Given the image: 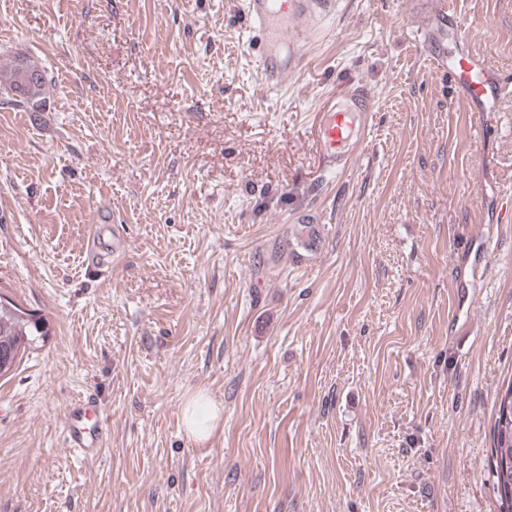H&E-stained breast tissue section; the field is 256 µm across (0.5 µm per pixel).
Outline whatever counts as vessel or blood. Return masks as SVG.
Masks as SVG:
<instances>
[{"label": "vessel or blood", "mask_w": 512, "mask_h": 512, "mask_svg": "<svg viewBox=\"0 0 512 512\" xmlns=\"http://www.w3.org/2000/svg\"><path fill=\"white\" fill-rule=\"evenodd\" d=\"M244 10L263 64L264 83L277 89L305 57L303 35L314 37L321 32L326 18L336 13V0H245ZM448 18L446 6L436 4L432 24L420 31L421 44L437 46V70L447 74L453 89L468 98L476 111H483L489 104L499 105L504 94L500 75L484 59L448 48V38H463L461 25H448ZM370 110V96L359 86L348 98L331 102L320 112L317 136L327 172H339L351 165L354 148L365 140ZM62 434L74 457L90 461L100 456L105 433L95 399L71 402Z\"/></svg>", "instance_id": "b4317fda"}]
</instances>
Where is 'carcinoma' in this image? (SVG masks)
I'll return each instance as SVG.
<instances>
[{"instance_id":"carcinoma-1","label":"carcinoma","mask_w":512,"mask_h":512,"mask_svg":"<svg viewBox=\"0 0 512 512\" xmlns=\"http://www.w3.org/2000/svg\"><path fill=\"white\" fill-rule=\"evenodd\" d=\"M46 73L37 61L17 56L0 67V90L10 96V102L31 112L40 111L45 102ZM47 335L42 319L34 318L11 302L0 300V364L13 371L26 350L36 340ZM512 405V379L497 394V411L491 428V457L489 466L493 473V493L498 512H512V497H503L501 489H512V411L503 412V401Z\"/></svg>"}]
</instances>
